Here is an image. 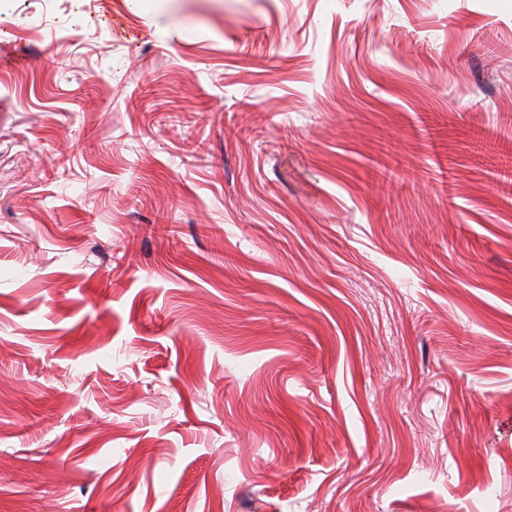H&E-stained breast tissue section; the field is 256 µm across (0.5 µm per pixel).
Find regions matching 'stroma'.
Listing matches in <instances>:
<instances>
[{
    "instance_id": "obj_1",
    "label": "stroma",
    "mask_w": 512,
    "mask_h": 512,
    "mask_svg": "<svg viewBox=\"0 0 512 512\" xmlns=\"http://www.w3.org/2000/svg\"><path fill=\"white\" fill-rule=\"evenodd\" d=\"M512 0H0V512H512ZM464 142L475 164L497 185L512 186V152L502 150L493 137L466 136Z\"/></svg>"
}]
</instances>
